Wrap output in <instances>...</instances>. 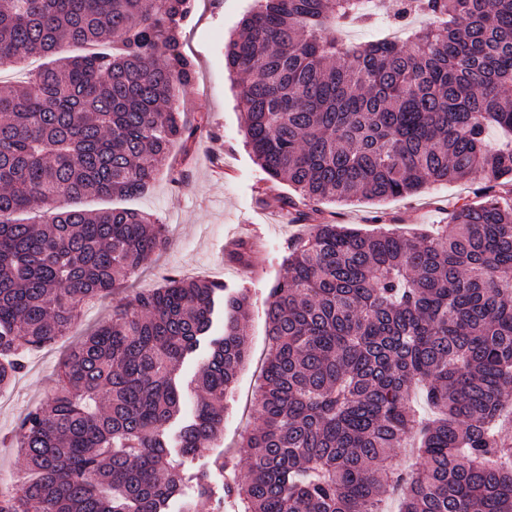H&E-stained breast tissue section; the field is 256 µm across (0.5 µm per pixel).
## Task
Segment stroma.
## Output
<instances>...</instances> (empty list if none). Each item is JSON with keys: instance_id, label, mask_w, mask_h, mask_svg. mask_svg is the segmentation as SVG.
Here are the masks:
<instances>
[{"instance_id": "1", "label": "stroma", "mask_w": 512, "mask_h": 512, "mask_svg": "<svg viewBox=\"0 0 512 512\" xmlns=\"http://www.w3.org/2000/svg\"><path fill=\"white\" fill-rule=\"evenodd\" d=\"M253 0H196L194 16L181 35V50L194 65L192 85L178 89L175 101L188 122H201L192 153L173 145L152 185L143 194L115 202L85 197L76 208L100 210L122 205L160 217L169 231L170 245L138 276L130 288L109 296L85 311L80 325L53 346L32 349L15 384L0 392V473L21 487L25 472L12 446L24 415L57 387L56 373L64 353L112 315L120 299L159 287L173 275L213 280L231 290L247 289L250 310L245 321L250 359L238 376L224 415L219 447L196 458L194 466L210 471L215 482L229 483L234 472H246L247 449L241 442L257 420L252 399L261 364L268 353L265 308L275 280L282 274L289 241L303 234L277 208L264 205L270 183L245 146L243 108L234 75L224 67V46L238 30ZM181 170L184 179L172 184L167 168ZM482 177L454 183H435L406 198L372 201L357 199L332 205L335 221L365 232L374 231V217L397 233L425 234L447 223L455 204L471 198ZM252 238L256 251L251 266L230 258L235 243ZM234 459L236 471H217L213 459Z\"/></svg>"}]
</instances>
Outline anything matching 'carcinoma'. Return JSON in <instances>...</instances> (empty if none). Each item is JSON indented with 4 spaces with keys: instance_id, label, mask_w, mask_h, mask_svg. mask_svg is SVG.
<instances>
[{
    "instance_id": "carcinoma-1",
    "label": "carcinoma",
    "mask_w": 512,
    "mask_h": 512,
    "mask_svg": "<svg viewBox=\"0 0 512 512\" xmlns=\"http://www.w3.org/2000/svg\"><path fill=\"white\" fill-rule=\"evenodd\" d=\"M366 0H258L224 47L239 78L244 136L272 184L266 203L307 224L288 245L266 311L269 353L243 439L245 479L224 489L189 463L221 441L224 401L249 357L244 290L171 276L119 304L74 347L57 391L15 437L33 477L0 512H168L191 485L243 512H512V0H400L426 16L398 41L346 46ZM191 0H0V68L49 65L0 88V389L20 355L66 335L83 307L122 287L169 243L130 208L86 196L144 193L173 143L195 139L178 109L191 83L180 38ZM115 51L70 55L74 45ZM475 198L432 236L364 233L320 205L411 196L472 176ZM253 243L233 252L251 262ZM224 334L194 380H177L210 331ZM421 389L436 417L415 414ZM419 439L408 470L393 455Z\"/></svg>"
}]
</instances>
